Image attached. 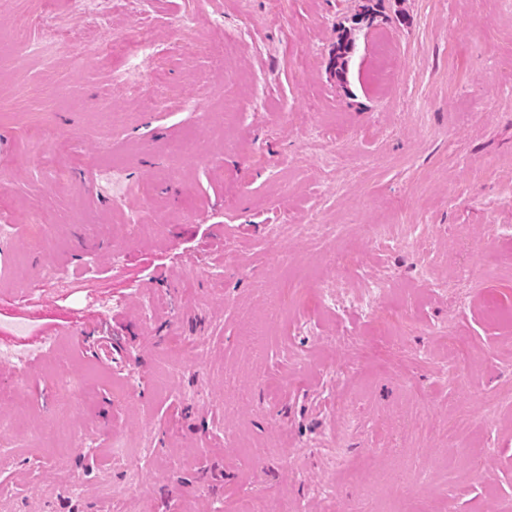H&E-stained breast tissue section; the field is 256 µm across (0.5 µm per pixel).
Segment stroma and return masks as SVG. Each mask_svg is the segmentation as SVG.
Segmentation results:
<instances>
[{
	"instance_id": "1",
	"label": "stroma",
	"mask_w": 512,
	"mask_h": 512,
	"mask_svg": "<svg viewBox=\"0 0 512 512\" xmlns=\"http://www.w3.org/2000/svg\"><path fill=\"white\" fill-rule=\"evenodd\" d=\"M41 2L0 0V348L35 354L0 359V512H108L131 490L151 512L512 506V405L486 407L512 393V325L484 312L512 308V0H100L101 27L55 0L62 39L31 56L11 30ZM196 13L209 26L179 28ZM48 263L71 277L32 320ZM177 339L207 346L182 360Z\"/></svg>"
}]
</instances>
